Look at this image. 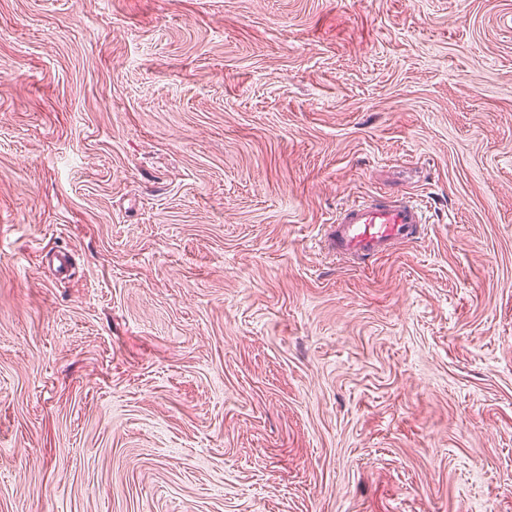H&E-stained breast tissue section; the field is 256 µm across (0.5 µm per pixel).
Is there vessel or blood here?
Listing matches in <instances>:
<instances>
[{
  "mask_svg": "<svg viewBox=\"0 0 512 512\" xmlns=\"http://www.w3.org/2000/svg\"><path fill=\"white\" fill-rule=\"evenodd\" d=\"M428 222L421 201L361 198L342 208L330 224L325 243L336 257L357 263L390 254L419 239Z\"/></svg>",
  "mask_w": 512,
  "mask_h": 512,
  "instance_id": "obj_1",
  "label": "vessel or blood"
}]
</instances>
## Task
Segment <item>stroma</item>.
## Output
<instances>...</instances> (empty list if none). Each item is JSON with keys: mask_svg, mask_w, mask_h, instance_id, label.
Segmentation results:
<instances>
[{"mask_svg": "<svg viewBox=\"0 0 512 512\" xmlns=\"http://www.w3.org/2000/svg\"><path fill=\"white\" fill-rule=\"evenodd\" d=\"M0 512H512V0H0ZM428 218L421 201L407 196L352 201L336 215L325 238L330 252L359 264L378 254H390L419 239Z\"/></svg>", "mask_w": 512, "mask_h": 512, "instance_id": "1", "label": "stroma"}]
</instances>
